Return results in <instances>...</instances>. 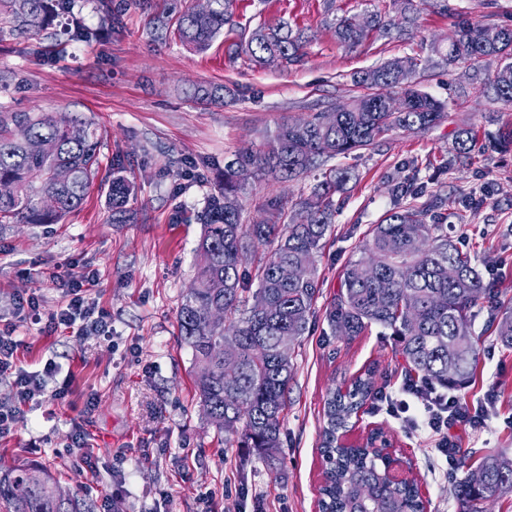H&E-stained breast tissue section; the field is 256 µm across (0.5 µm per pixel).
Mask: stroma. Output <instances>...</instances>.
Returning a JSON list of instances; mask_svg holds the SVG:
<instances>
[{
	"mask_svg": "<svg viewBox=\"0 0 512 512\" xmlns=\"http://www.w3.org/2000/svg\"><path fill=\"white\" fill-rule=\"evenodd\" d=\"M176 0H112L103 21L98 0H70L73 16L97 32L69 41L65 19L36 40L0 27V113L75 112L101 135V165L78 210L57 224H0V319L13 320L17 298L37 296L42 317L64 304L52 271L90 274L88 293L112 318V338L59 329L51 335L16 321L18 357L31 371L54 360L73 378L72 395L25 407L26 421L0 438V476L15 465L47 469L63 489L90 500L95 512H318L324 482L320 432L329 392L372 373L377 388L402 383L403 361L388 330L372 327L347 339L334 335L326 311L340 288V272L369 233L398 201L394 186L411 175L445 201L448 234L476 251L495 303L476 315L479 365L465 399L481 412L477 428L450 434L466 451L512 448V349L487 325L498 304L512 300V149L496 145L512 124V104L494 98L489 83L498 63L446 65L433 51L448 47L460 22L512 28V0H237L233 25L204 52L150 31ZM413 22L385 37L371 33L353 49L336 40L342 15H399ZM287 21L302 49L297 61L254 65L246 45L261 21ZM395 57L418 59L420 89L447 106L448 117L428 129L395 131L337 165L352 172L330 235L319 253L318 294L308 331L295 348L290 404L281 427L282 448L266 464L246 448L225 446L195 395L196 366L178 334L176 313L194 277L199 215L219 191L225 160L260 147L285 121L327 112L363 94L356 76ZM197 85L221 88L223 97L198 103ZM474 131L485 150L464 158L455 142ZM120 164L134 185L130 220L113 223L108 182ZM278 183L248 178L241 221H256L266 201L280 198L287 222L296 203L320 180ZM90 435L96 457L88 467L75 445V429ZM391 440L424 492L426 512H458L444 456L424 430H406L383 411L364 408L350 423L347 443H365L372 429Z\"/></svg>",
	"mask_w": 512,
	"mask_h": 512,
	"instance_id": "35a3bbf8",
	"label": "stroma"
}]
</instances>
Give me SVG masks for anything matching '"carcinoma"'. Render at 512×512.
Instances as JSON below:
<instances>
[{
    "label": "carcinoma",
    "mask_w": 512,
    "mask_h": 512,
    "mask_svg": "<svg viewBox=\"0 0 512 512\" xmlns=\"http://www.w3.org/2000/svg\"><path fill=\"white\" fill-rule=\"evenodd\" d=\"M70 0H6L0 16L13 28L37 35L65 14ZM236 0H211L205 12L185 7L173 35L192 49L204 50L231 24ZM402 22L373 13L367 25L355 26L351 17L336 19V40L349 48L361 45L378 30L387 35ZM477 25L464 21L450 42L444 61L498 59L504 62L495 75L497 99L512 103V28L496 29L497 37L484 44L472 40ZM71 40L84 41L97 32L80 20L68 25ZM247 48L252 60L265 65L273 56L291 62L301 45L281 20H265L250 33ZM417 62L393 58L364 72L357 83L369 92L347 106L336 108L335 122L327 126L323 113L285 122L267 136L257 150L245 149L224 163L219 194L210 197L200 215L202 236L196 248L197 288L185 297L176 320L179 336L188 344L197 367L195 393L206 416L225 444L250 448L272 460L281 448V426L288 411L298 338L308 329L318 293L317 257L336 214L333 196L342 192L350 171L334 167L299 198L306 213L303 224L282 222L280 202H270L253 224L241 222V206H229L240 189L239 171L274 180L291 181L337 157L365 149L393 130L415 132L445 118V105L413 86ZM401 89V112H391L386 97ZM100 141L93 124L77 116L47 112H10L0 116V183L15 192L0 195V224H57L76 211L98 172ZM65 165L73 180L56 183L50 172ZM402 197H426L421 206L391 211L374 225L359 249V257L345 265L336 299L326 311L332 331L353 338L379 326L391 331L405 375L415 382L460 392L468 387L478 367L472 332L460 338L458 325H472L475 309L495 297L471 252L448 238V225L434 209L441 199L411 177L398 186ZM133 185L119 172L112 173L108 200L112 223L128 221L127 204ZM53 196L57 207L42 206ZM271 249L258 262L254 280L242 256L250 248ZM458 276L448 279V266ZM224 307L221 325L201 321L199 306ZM235 334L237 348L224 350L225 334ZM292 337L288 352L280 340ZM372 377L356 378L347 391H334L325 402L326 426L321 452L325 462L320 489L323 512H424L425 506L408 483L388 484L381 471L386 456L372 442L349 445L339 435L351 419L375 399ZM484 471L480 486L469 477L455 480L452 491L460 512H483L488 501L512 494V448H490L480 458ZM56 479L47 471L19 465L0 478V512H93L84 500L60 497Z\"/></svg>",
    "instance_id": "1"
}]
</instances>
